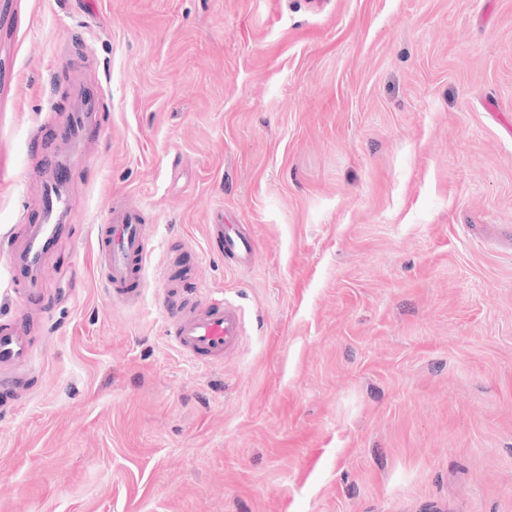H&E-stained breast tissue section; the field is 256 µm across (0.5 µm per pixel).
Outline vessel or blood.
I'll use <instances>...</instances> for the list:
<instances>
[{"instance_id": "b4317fda", "label": "vessel or blood", "mask_w": 512, "mask_h": 512, "mask_svg": "<svg viewBox=\"0 0 512 512\" xmlns=\"http://www.w3.org/2000/svg\"><path fill=\"white\" fill-rule=\"evenodd\" d=\"M67 168V160L57 157L48 160L43 166L46 189L38 217H30L25 211L19 214L20 223L29 225L30 231L26 248L13 267L18 285L30 302L37 301L41 294L37 270L68 215L67 199L57 186ZM210 233L235 267L251 265L254 240L241 232L238 225L225 223L223 211L215 212ZM96 250L99 276L113 304L122 307L139 304L147 288L148 259V241L139 211L125 205H110L105 224L97 228ZM244 329L245 314L241 306L233 298L221 296L212 299L205 309L187 305L176 311L168 322L166 334L180 354L193 362L209 364L237 349ZM31 358L25 329L15 325L0 329V367L23 368Z\"/></svg>"}]
</instances>
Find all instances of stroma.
<instances>
[{"label":"stroma","mask_w":512,"mask_h":512,"mask_svg":"<svg viewBox=\"0 0 512 512\" xmlns=\"http://www.w3.org/2000/svg\"><path fill=\"white\" fill-rule=\"evenodd\" d=\"M97 130L63 133L82 85ZM69 154L29 303L21 205ZM140 207L113 306L93 228ZM253 265L208 243L215 209ZM168 274L243 307L234 353L165 334ZM0 512H512V0H0ZM105 223L98 226L96 235L99 276L114 305L136 306L147 288L149 252L140 212L111 202ZM32 358L27 332L16 325L0 330V367L25 368Z\"/></svg>","instance_id":"obj_1"}]
</instances>
